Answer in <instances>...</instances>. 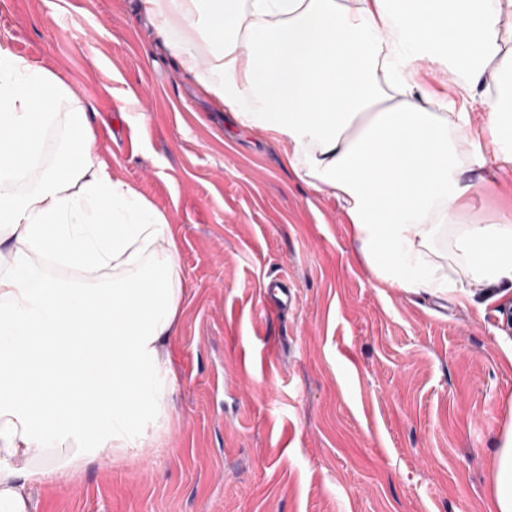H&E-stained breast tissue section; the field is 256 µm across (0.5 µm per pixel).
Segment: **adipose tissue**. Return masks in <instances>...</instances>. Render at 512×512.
<instances>
[{
  "instance_id": "ef3b65f1",
  "label": "adipose tissue",
  "mask_w": 512,
  "mask_h": 512,
  "mask_svg": "<svg viewBox=\"0 0 512 512\" xmlns=\"http://www.w3.org/2000/svg\"><path fill=\"white\" fill-rule=\"evenodd\" d=\"M141 7L207 95L337 199L382 283L433 295L512 285V213L468 218L474 172L512 175V0ZM449 225L460 280L432 248ZM187 289L165 215L101 156L74 93L0 44V512H30L31 485L100 453L151 447ZM493 495L512 512V429Z\"/></svg>"
}]
</instances>
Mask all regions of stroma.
Listing matches in <instances>:
<instances>
[{
    "label": "stroma",
    "mask_w": 512,
    "mask_h": 512,
    "mask_svg": "<svg viewBox=\"0 0 512 512\" xmlns=\"http://www.w3.org/2000/svg\"><path fill=\"white\" fill-rule=\"evenodd\" d=\"M0 42L72 86L190 284L154 446L32 486V512H494L512 285L381 283L336 198L202 91L139 0H0ZM277 270L294 300L268 316Z\"/></svg>",
    "instance_id": "obj_1"
}]
</instances>
